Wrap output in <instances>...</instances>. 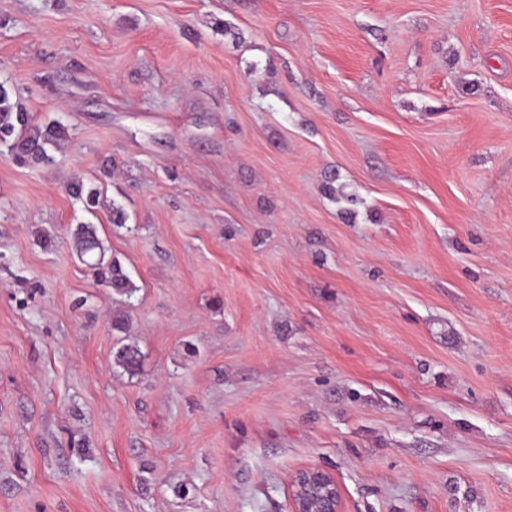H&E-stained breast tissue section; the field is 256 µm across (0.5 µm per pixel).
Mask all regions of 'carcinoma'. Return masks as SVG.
<instances>
[{
  "label": "carcinoma",
  "instance_id": "cac0c4a2",
  "mask_svg": "<svg viewBox=\"0 0 512 512\" xmlns=\"http://www.w3.org/2000/svg\"><path fill=\"white\" fill-rule=\"evenodd\" d=\"M65 139L64 126L54 121L46 125L35 122L34 115L13 99L9 89L0 82V143L12 155L30 163H48L52 160L49 151L58 148ZM69 191L74 198L83 202L87 212L95 214V209L100 204L98 189L87 190L82 183L77 182L70 186ZM73 238L77 256L82 262L94 257L90 267L96 271L99 282L112 289V294L130 299L138 287L118 260H105V247L97 237L93 225H77ZM113 365L130 376L137 375L141 365L138 346L118 341L113 350Z\"/></svg>",
  "mask_w": 512,
  "mask_h": 512
}]
</instances>
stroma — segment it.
<instances>
[{"label":"stroma","mask_w":512,"mask_h":512,"mask_svg":"<svg viewBox=\"0 0 512 512\" xmlns=\"http://www.w3.org/2000/svg\"><path fill=\"white\" fill-rule=\"evenodd\" d=\"M1 81L0 512H512V0H0ZM66 139L64 126L57 122L41 125L20 101L13 100L0 82V143L16 158L30 163H49V151ZM78 258L96 271L99 282L112 289V294L129 300L137 291L129 274L123 269L118 260H105V247L97 237L91 224H79L73 232ZM96 256L92 263L87 257ZM123 341H118L116 348L113 350V365L121 368L129 376H135L140 371V350L136 344L123 343ZM290 512H343L341 489L333 474L318 467L298 471L288 484Z\"/></svg>","instance_id":"obj_1"}]
</instances>
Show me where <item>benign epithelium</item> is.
Here are the masks:
<instances>
[{"label": "benign epithelium", "mask_w": 512, "mask_h": 512, "mask_svg": "<svg viewBox=\"0 0 512 512\" xmlns=\"http://www.w3.org/2000/svg\"><path fill=\"white\" fill-rule=\"evenodd\" d=\"M290 512H343L341 489L333 474L318 467L298 471L288 484Z\"/></svg>", "instance_id": "benign-epithelium-1"}]
</instances>
